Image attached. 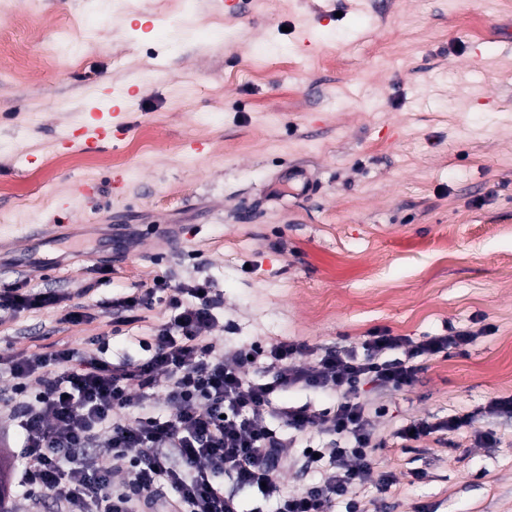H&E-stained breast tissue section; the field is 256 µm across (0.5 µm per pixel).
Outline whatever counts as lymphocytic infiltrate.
<instances>
[{"instance_id": "lymphocytic-infiltrate-1", "label": "lymphocytic infiltrate", "mask_w": 512, "mask_h": 512, "mask_svg": "<svg viewBox=\"0 0 512 512\" xmlns=\"http://www.w3.org/2000/svg\"><path fill=\"white\" fill-rule=\"evenodd\" d=\"M160 292L170 317L139 361L71 347L0 354V372L10 378L0 412L21 430L22 494L31 504L54 498L60 512H240V489L276 499L277 512H332L339 503L360 512L359 488L372 484L384 494L394 483L374 467L372 418L382 409L365 399L364 385L406 389L422 360L473 340L457 331L416 342L383 330L358 351H318L303 341L229 346L213 334L220 301L205 281L156 280L114 300L112 314L136 322ZM307 356L313 365L301 366ZM257 367L268 379L249 378ZM311 389L333 398V408L282 398ZM312 429L329 438L304 456L319 477L284 492L288 451ZM227 477L234 491L225 490Z\"/></svg>"}]
</instances>
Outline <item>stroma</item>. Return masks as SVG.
Masks as SVG:
<instances>
[{
    "mask_svg": "<svg viewBox=\"0 0 512 512\" xmlns=\"http://www.w3.org/2000/svg\"><path fill=\"white\" fill-rule=\"evenodd\" d=\"M168 2L0 0V289L88 305L0 318V353L138 361L166 307L122 324L112 302L160 278L209 281L230 346L465 330L410 388L371 391L396 483L360 508L512 512V415L479 421L492 447L395 437L512 395V0ZM95 107L125 129L61 148Z\"/></svg>",
    "mask_w": 512,
    "mask_h": 512,
    "instance_id": "obj_1",
    "label": "stroma"
}]
</instances>
